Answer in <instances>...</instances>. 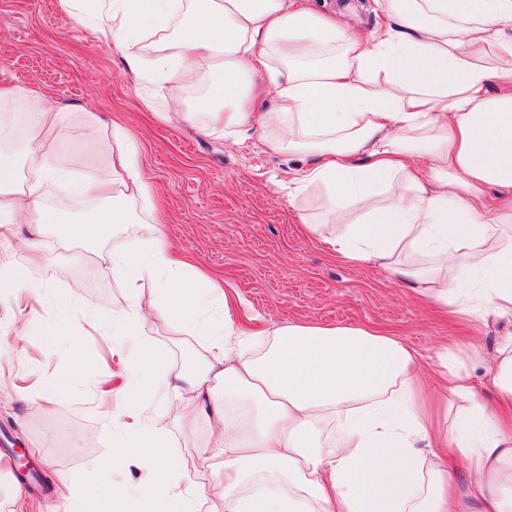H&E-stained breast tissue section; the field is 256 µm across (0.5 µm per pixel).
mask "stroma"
<instances>
[{"mask_svg": "<svg viewBox=\"0 0 512 512\" xmlns=\"http://www.w3.org/2000/svg\"><path fill=\"white\" fill-rule=\"evenodd\" d=\"M303 2L363 36L384 23L370 0ZM95 8V0H85L77 15L60 0H0V84L29 87L49 107L69 112L67 123L42 131L48 152L75 173L108 178L117 144L111 133L90 138L83 127L85 113L98 114L133 136L167 241L193 266L220 276L239 313L270 329L290 322L377 327L415 350L426 372L446 348L479 394L492 393L489 368L512 340V316L443 314L384 268L337 256L323 242L332 230L322 221L323 188L300 191L293 181L307 158L271 152L257 137L241 141L186 121L182 111L201 91L202 77L179 74L141 84L113 42L85 22ZM126 206L130 221L114 225L105 248L152 236L149 207L140 200ZM306 218L320 223L318 234L305 231ZM28 276L47 296L66 297L71 315L56 342L21 337L16 330L24 321H55V309L25 297L0 299V454L22 446L37 464L40 482L24 489V512H63L59 480L69 475L84 479L100 500L108 498L99 475L119 436L109 421L124 409V358L90 315L126 307L130 298L121 281L102 274L93 246L80 239L59 242L47 235L44 259ZM173 336L168 323L148 318L146 340L166 352L172 369H180L185 353L209 356V343L186 336L176 346ZM76 361L86 373L65 404L25 396L36 383L61 382ZM157 426L181 467V487L212 486L216 477L200 456L209 439L206 422H198L191 440L174 412L161 413Z\"/></svg>", "mask_w": 512, "mask_h": 512, "instance_id": "35a3bbf8", "label": "stroma"}]
</instances>
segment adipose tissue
<instances>
[{
    "mask_svg": "<svg viewBox=\"0 0 512 512\" xmlns=\"http://www.w3.org/2000/svg\"><path fill=\"white\" fill-rule=\"evenodd\" d=\"M98 30L113 38L134 75L181 70L207 77L186 117L240 139L259 134L273 152L310 157L299 189L325 190L336 223L326 242L345 260L373 262L440 306L468 304L484 316L512 315V0H372L388 26L363 39L297 0H100ZM158 33L150 60L132 47ZM275 100L259 112L260 94ZM22 108L23 151L0 149V298L29 290L25 267L6 253L29 233V263L43 259L53 183L75 196L106 197L88 224L64 238L95 243L123 223L125 199L151 202L135 147L113 154L111 177H72L38 137L68 114L32 90L0 86V127ZM495 204L482 205L489 189ZM103 274L123 280L131 303L95 318L130 343L135 365L124 392L127 418L112 463L135 460L138 486L111 488L115 512H512V342L495 366V395H477L442 362L437 385L465 408L440 427L430 412L433 384L413 352L380 331L288 323L258 330L235 320L222 280L188 274V262L161 236L99 254ZM152 306L177 333L212 344L170 374L167 355L144 343V284ZM224 310L213 321L212 307ZM172 389L182 429L206 420L224 484L210 507L178 489L168 443L146 413L145 396ZM339 435L321 437L325 426ZM432 448L430 462L416 444ZM456 449L476 474L460 491L441 463Z\"/></svg>",
    "mask_w": 512,
    "mask_h": 512,
    "instance_id": "ef3b65f1",
    "label": "adipose tissue"
}]
</instances>
